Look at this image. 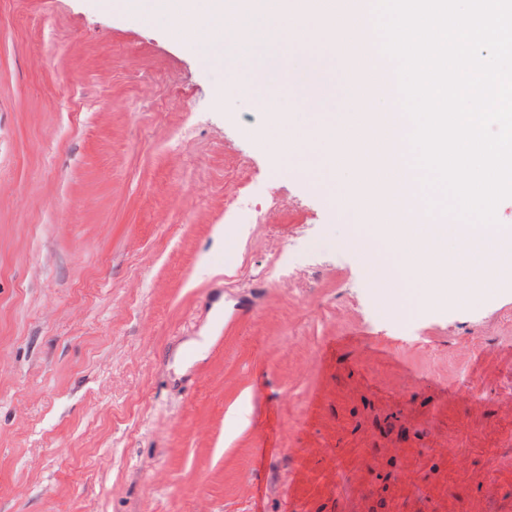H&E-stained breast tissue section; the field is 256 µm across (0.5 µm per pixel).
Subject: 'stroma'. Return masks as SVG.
Here are the masks:
<instances>
[{"label":"stroma","instance_id":"1","mask_svg":"<svg viewBox=\"0 0 512 512\" xmlns=\"http://www.w3.org/2000/svg\"><path fill=\"white\" fill-rule=\"evenodd\" d=\"M321 53L278 77L339 112ZM250 70L0 0V512H512V277L396 308ZM267 119L271 125L276 126L280 130L283 136L280 146L284 153L289 156H296L309 151V142H305L297 136H293L291 132L288 131V114H285V112H267Z\"/></svg>","mask_w":512,"mask_h":512}]
</instances>
